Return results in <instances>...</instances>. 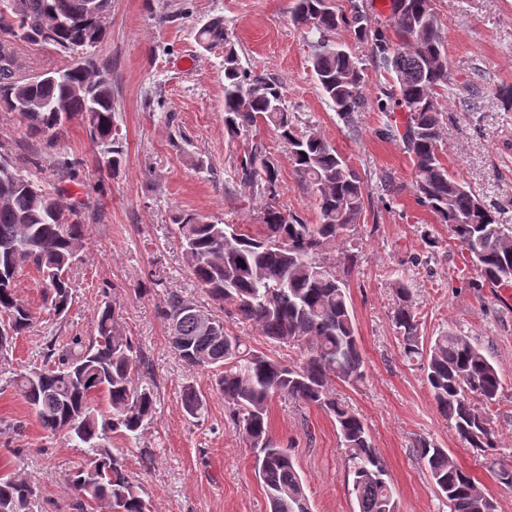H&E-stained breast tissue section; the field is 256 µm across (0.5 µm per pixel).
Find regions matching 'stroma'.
Returning a JSON list of instances; mask_svg holds the SVG:
<instances>
[{
	"instance_id": "35a3bbf8",
	"label": "stroma",
	"mask_w": 512,
	"mask_h": 512,
	"mask_svg": "<svg viewBox=\"0 0 512 512\" xmlns=\"http://www.w3.org/2000/svg\"><path fill=\"white\" fill-rule=\"evenodd\" d=\"M295 3L112 0L108 35L92 53L112 72L123 166L115 175L99 173L82 120L66 123L58 148L83 161L86 177L74 194L91 201L83 218L84 247L69 271L72 305L64 317L47 315L38 272L23 268L17 294L36 323L0 360V371L20 374L41 366L45 338L63 344L76 334L92 336L96 309L115 306L120 331L146 361L138 383L153 392L155 411L138 439L114 433L110 444L141 483L152 512H267L252 454L227 415L213 370L185 368L169 349V328L159 314L167 293L175 291L212 316L224 315L190 272L171 221L174 212L196 213L213 223L262 221V201L230 177L244 141L224 131V52L203 50L195 39L203 22L220 16L242 65L281 86L299 130L324 137L364 178L363 223L324 253L333 266L351 265L350 302L366 372L363 383L337 384L336 395L367 425L402 512H448L420 461L423 439L446 448L497 500L499 512H512V489L499 483L484 456L466 447L437 411L423 369L405 360L391 321L397 301L392 283L400 278L412 289L423 338L452 329L485 350L502 380L491 407L497 455L512 460V288L479 286V272L447 225L418 205L402 142L380 134L388 118L375 99L385 77L372 59H362L367 105L356 117L357 133L322 98L310 67L316 37L293 25ZM434 10L456 79L452 94L438 97L446 117L444 162L512 223V104L498 95L501 85H512V0H434ZM14 51L24 78L71 62L25 42L15 43ZM470 97L476 100L471 112L465 109ZM260 134L279 167L280 205L317 223L314 200L301 189L287 148L273 129L261 128ZM0 144L15 164L31 170L35 149L16 113L0 112ZM383 173L396 185L387 198L378 187ZM188 384L206 401L197 419L182 405ZM269 417L273 437L305 478L312 512H358L332 418L278 397ZM12 460L36 486L31 512H71L63 476L84 465L83 449L63 434L44 431L17 390L5 387L0 467Z\"/></svg>"
}]
</instances>
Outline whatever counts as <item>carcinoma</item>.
Listing matches in <instances>:
<instances>
[{"label": "carcinoma", "mask_w": 512, "mask_h": 512, "mask_svg": "<svg viewBox=\"0 0 512 512\" xmlns=\"http://www.w3.org/2000/svg\"><path fill=\"white\" fill-rule=\"evenodd\" d=\"M348 2L345 11L332 0H298L292 16L295 25L318 35L310 66L322 96L358 132L355 116L365 107L364 68L349 47L333 40L336 29L346 27L386 73L377 106L389 113V121L380 134L404 143L413 161L417 201L448 225L484 283L512 286V225L503 223L500 212L487 207L441 159L444 116L437 96L448 89L452 76L433 0H393L388 26L372 24L359 0ZM111 9L112 0H96L93 15L88 0H0V110L17 113L28 135L39 139L50 156L46 180L23 173L8 154H0V359L34 324L32 311L16 293L22 267L32 265L42 274L44 302L56 317L72 303L68 271L83 248L81 212L89 201L68 198L65 186L80 183L81 163L56 149L59 131L78 116L96 145L99 172L115 174L124 160L112 111L111 71L86 53L59 70L18 80L12 45L40 44L61 55L86 51L107 37ZM195 37L205 50L224 47V130L233 138L246 137L232 179L250 196L262 198L263 219L254 228L213 224L178 211L172 224L192 275L227 317L298 348L304 362L285 364L251 349L226 328L219 335L204 330L192 314L195 304L172 291L160 308L171 349L191 369L222 368L216 386L243 442L254 452L269 512H310L305 481L271 434L269 404L275 397L315 406L334 419L347 451L350 494L358 512H401L366 424L335 391L338 382L361 381L364 362L347 281L320 254L361 224L362 177L319 134L298 132L281 87L241 65L223 19L205 22ZM262 125L273 128L288 146L301 187L314 196L317 223L308 224L277 204L280 173L260 135ZM395 293L392 323L404 356L420 361L437 410L461 441L493 454L498 443L490 407L502 386L498 368L461 333L443 331L423 340L411 288L400 279ZM94 318L95 336H72L61 346L50 338L42 351L43 367L17 374L7 384L18 389L45 431H64L75 447L85 449L84 466L64 476L76 512H86L93 503L110 505L112 512H150L140 482L104 440L110 431L137 439L154 413V394L135 384L142 356L117 329L115 308L106 304ZM102 396L110 407L106 416L98 415L96 399ZM182 404L195 418L204 408L190 385L183 389ZM419 455L449 512H498L496 499L481 492L446 449L423 439ZM489 468L512 486V464L493 458ZM34 492L31 481L8 468L0 471V512H27Z\"/></svg>", "instance_id": "cac0c4a2"}]
</instances>
